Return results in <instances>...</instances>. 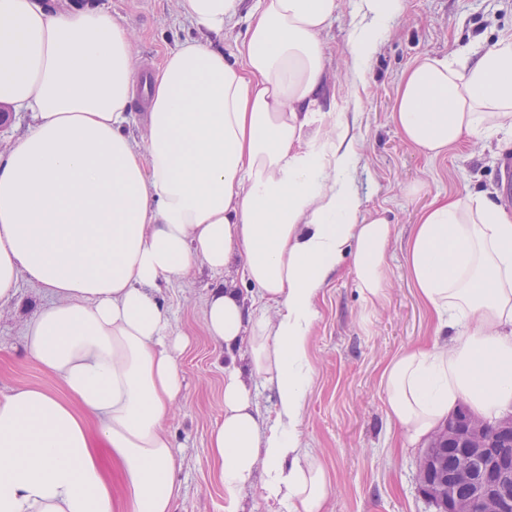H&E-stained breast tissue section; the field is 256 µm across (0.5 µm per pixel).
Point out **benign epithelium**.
<instances>
[{
    "instance_id": "benign-epithelium-1",
    "label": "benign epithelium",
    "mask_w": 512,
    "mask_h": 512,
    "mask_svg": "<svg viewBox=\"0 0 512 512\" xmlns=\"http://www.w3.org/2000/svg\"><path fill=\"white\" fill-rule=\"evenodd\" d=\"M455 446L456 464L446 465L443 449ZM419 489L437 512H512V448H496L488 437L487 422L466 407L453 414L428 442L419 463Z\"/></svg>"
}]
</instances>
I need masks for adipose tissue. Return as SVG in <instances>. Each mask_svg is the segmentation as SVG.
Listing matches in <instances>:
<instances>
[{"instance_id": "obj_1", "label": "adipose tissue", "mask_w": 512, "mask_h": 512, "mask_svg": "<svg viewBox=\"0 0 512 512\" xmlns=\"http://www.w3.org/2000/svg\"><path fill=\"white\" fill-rule=\"evenodd\" d=\"M337 7L178 0L199 37L154 74L141 146L127 132L141 72L129 27L100 8L0 0V105L30 115L0 153V307L22 279L48 294L23 344L61 386L0 394V512H173L166 422L188 341L154 291L198 264L239 265L257 290L247 299L224 282L203 309L208 336L230 353L207 457L226 512L258 474L267 503L323 512L331 476L299 430L315 302L347 265L362 297L384 303L393 237L384 216L362 214L347 120L323 110L322 34ZM404 9L405 0H360L348 41L356 71ZM243 11L230 60L216 41ZM393 118L431 158L463 137L512 131V36L471 62L417 57ZM406 263L444 341L387 364L390 418L416 441L463 402L497 417L512 403V213L487 193L436 197ZM241 346L242 365L232 356ZM254 378L277 393L272 424Z\"/></svg>"}]
</instances>
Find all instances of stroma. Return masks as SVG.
<instances>
[{
	"label": "stroma",
	"instance_id": "obj_1",
	"mask_svg": "<svg viewBox=\"0 0 512 512\" xmlns=\"http://www.w3.org/2000/svg\"><path fill=\"white\" fill-rule=\"evenodd\" d=\"M67 8H102L135 31L138 62L162 63L196 28L180 17L177 0H42ZM358 0H338L323 33L327 46L326 98L347 114L358 144L350 179L364 215L381 213L394 228L387 251L393 283L384 304L359 293L353 272L331 274L316 302L319 318L309 343L313 381L306 394L302 441L332 478L324 512H435L418 488L425 443L409 444L387 417L380 379L386 364L407 349L433 343L434 316L409 280L405 244L419 214L438 195L463 189L512 196L504 170L512 138L486 134L429 158L397 133L392 112L403 72L421 55L475 56L512 35V0H406L403 14L369 71L356 73L348 35ZM223 275L200 267L161 283L156 296L188 345L178 356L183 392L166 424L177 456L175 512H225L224 489L207 466L208 434L221 415L224 357L203 327V306ZM45 292L20 280L17 303L0 313V392L20 386L57 388L55 379L22 349V329Z\"/></svg>",
	"mask_w": 512,
	"mask_h": 512
}]
</instances>
